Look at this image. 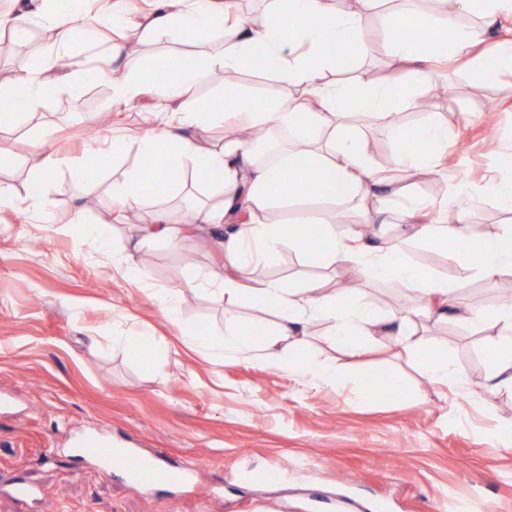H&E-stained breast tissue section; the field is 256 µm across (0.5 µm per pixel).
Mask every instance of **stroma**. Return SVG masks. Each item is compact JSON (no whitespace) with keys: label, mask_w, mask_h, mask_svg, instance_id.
I'll use <instances>...</instances> for the list:
<instances>
[{"label":"stroma","mask_w":512,"mask_h":512,"mask_svg":"<svg viewBox=\"0 0 512 512\" xmlns=\"http://www.w3.org/2000/svg\"><path fill=\"white\" fill-rule=\"evenodd\" d=\"M402 7L380 0L364 53L327 71L326 80L391 74L386 15ZM42 46L37 25L25 40L1 41L0 81L33 67ZM437 83L444 93L427 110L358 116L351 130L377 162L399 153L396 130L448 124L445 162L410 177L411 191L440 207L466 182L468 220L482 226L480 240L494 238L512 226V212L484 190L489 178H512V75L490 78L459 61ZM228 84L254 97L279 89L272 76L246 69L215 72L194 93L215 101ZM161 122L151 94L125 106L111 82L89 79L57 90L31 122L0 124V144L12 153L0 184L18 196L37 191L40 158L31 144L42 129L54 131L53 149L65 160L43 208L0 211V512H195L199 488L213 493L208 512H453L458 500L472 512H512V398L481 387L490 360L485 331L459 320L418 325V337L461 370L451 387L430 384L421 363L399 356L387 336L376 337L362 359L345 358L321 319L309 323L301 351L273 363L258 359L277 316L244 299L229 307L212 299L210 282L224 276V236L209 224L184 223L183 212L220 198L188 177L142 207L183 224L178 244L157 240L137 254L134 273L115 271L113 255L138 226L113 210L111 174L141 155L129 151L101 170L90 160L108 148L113 129ZM382 205L389 221L378 233L407 237L409 262L460 286L461 307H493L495 293L512 288V276H471L451 252L412 238L401 197L387 195ZM93 224L110 226L109 253L85 239ZM348 272L313 264L295 243L252 269L287 286L316 280L328 292ZM189 280L195 288H186ZM354 286L384 311L419 305L395 281L362 277ZM163 289L178 292L179 321L212 334L223 332L224 311L232 309L250 333L249 352L187 346L161 304ZM116 336L146 342L132 350L113 345ZM302 360L335 365L341 383L302 375L295 369ZM390 372L404 378L403 391L368 392L369 374ZM87 439L136 450L177 477L135 485L119 467L84 453ZM272 469L281 480H265Z\"/></svg>","instance_id":"stroma-1"}]
</instances>
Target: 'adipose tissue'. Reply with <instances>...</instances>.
<instances>
[{"label":"adipose tissue","instance_id":"ef3b65f1","mask_svg":"<svg viewBox=\"0 0 512 512\" xmlns=\"http://www.w3.org/2000/svg\"><path fill=\"white\" fill-rule=\"evenodd\" d=\"M378 2L355 0L351 9L336 11L326 0H268L263 12L242 19L231 16L223 0H154L152 9L134 22L126 13L124 0H71L64 11L56 10L53 0H40L35 8L0 14V32L10 33L12 39L25 38L37 16L43 21L44 32L36 66L0 83V111L22 101V111L12 113L11 119L24 120L40 112L49 94L59 87L82 82L92 74L112 80L113 96L122 103H132L145 91L154 90L162 110L169 114L166 124L154 130L128 132L113 142L112 150L117 153L125 144H132L141 154L156 157L161 169L191 172L195 182L210 185L221 195V206L199 209L192 220L224 230L226 273L223 287L212 289L213 299L231 303L244 298L258 310L277 314V330L261 349V359L278 360L281 343L300 341L313 319H326L332 343L352 358L364 354L369 341L393 326L403 353L423 365L426 378L452 385L461 379V372L447 358L429 353L427 344L416 335L410 312L382 314L363 293L350 288L326 294L312 281L288 288L251 274L256 263L277 253L286 240L282 225L265 221L267 209L304 200L303 194L289 188L286 179L298 164L327 171L332 182L343 187V194L321 197L332 210L347 199L392 187L399 174L439 168L451 134L447 125L432 121L419 126L415 136L427 144V151L402 152L394 166L383 167L373 163L360 140L349 134L352 110L386 118L413 108L428 94L433 77L456 59H467L478 67L489 65L497 73H512V38L498 39L491 60H483L477 52L486 40L487 21L512 11V0H453L452 6H440L433 15L405 10L388 15V52L409 66L403 81L326 82L324 74L335 68L339 53L363 48L364 34ZM474 12L482 16V24L458 28L459 17ZM91 17L100 26L118 31L119 38L105 48L91 44L85 55L74 54L73 47L78 37L84 36ZM411 26L448 28L455 36L450 41L419 44L404 35ZM218 33L223 41L211 47ZM165 38L202 44L206 50L187 60L170 61L169 78L159 85L150 69L131 68L127 62L141 43ZM260 53L275 60L276 81L298 87V95L272 93L255 98L228 84L223 104L194 96V87L213 73L252 67ZM121 62L127 69L117 80L113 74ZM228 112L238 113L256 134L274 128L287 132L293 147L281 149L267 160L240 139L229 137L222 146L206 148L191 136V128L222 122ZM321 233V257L328 264L356 267L366 278L396 281L419 292L425 319L441 320L455 309L457 289L411 265L402 241L378 244L364 233L331 222L322 225ZM480 250L481 261H473L467 249L458 250L455 261L464 271L486 280L512 276V228L484 241ZM462 319L472 326L495 330L488 339L491 362L483 379L484 390L512 393V308L469 310ZM183 339L204 351H238L247 345L238 318L229 311L224 314L223 337L203 334L187 325Z\"/></svg>","mask_w":512,"mask_h":512}]
</instances>
